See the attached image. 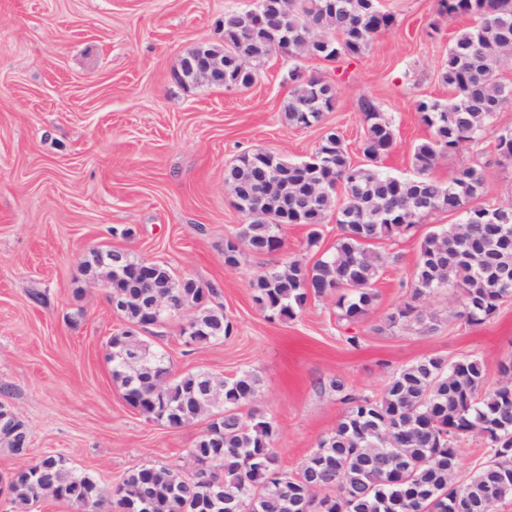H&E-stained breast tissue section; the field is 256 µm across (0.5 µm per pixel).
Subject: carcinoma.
I'll use <instances>...</instances> for the list:
<instances>
[{
	"label": "carcinoma",
	"mask_w": 512,
	"mask_h": 512,
	"mask_svg": "<svg viewBox=\"0 0 512 512\" xmlns=\"http://www.w3.org/2000/svg\"><path fill=\"white\" fill-rule=\"evenodd\" d=\"M265 10V27L250 33L242 29V9L224 12V44L211 49L224 58L248 63L243 73L224 70V82L240 88L252 86L265 60L277 53L269 33L288 29V56L335 61L362 56L376 37L391 29L395 14L380 0H331V8H319L321 0H288L287 11L276 5ZM439 12L453 19H474L448 48L440 72L448 87V100L421 99L416 104L420 119L431 136L412 152L413 174L393 176L379 169V159L395 140L392 119L374 100L361 102L366 126L362 145L364 163L354 162L342 135L331 130L322 136L317 150L328 157L322 170H305L269 153H244L225 173L235 205L249 200V188L267 179L274 170L288 181V221L276 209L263 216L246 217V224L224 239V252L233 241L256 254H268L271 244L283 248L285 223L309 227L308 244L321 238V226L331 212L341 231L335 250L309 265L289 260L282 269L263 273L251 282L254 299L268 317L280 321L296 318L310 299L337 296L344 319L356 322L375 304L373 288L385 259L377 242L411 231L436 211L455 212L459 222L442 225L420 241L412 272L411 295L385 315L389 327L416 325L434 330V318L421 301L428 284L454 288L461 294V312L470 324H482L498 311L502 295L512 291V204L481 203L487 166L479 161L459 167L442 182L431 176L437 162L463 146L479 145L494 138L496 156H512V129L496 130L494 116L512 102V83L499 76L502 62L512 56V0H438ZM294 88L285 105L288 122L309 128L332 110L337 90L333 83L306 75L296 65L288 72ZM112 296L128 291L141 261L124 250H112ZM219 291L198 313L209 327L207 336H181L184 346L194 347L231 335L232 323L224 306L216 302ZM195 288H175L167 312L147 317L138 308L127 311V327L110 336L109 346L131 354L144 372L137 373L121 358L109 357L112 379L124 399L155 421L163 409L177 413L180 425L213 416L224 442L221 462L214 464L211 479L221 482L224 503H254L253 512H295L293 505L307 495L317 501L318 512H456L455 501L463 494L478 512L487 486L496 485L499 500L512 498V359L499 363L500 379L486 387L482 362L465 356L448 361L426 356L396 369L377 396L356 393L343 381L332 388L348 405L336 428L322 437L294 473L278 465L274 443L277 421L241 408L257 393L259 378L243 371L223 378L205 371L171 372L166 354L139 334L159 327L182 307L196 304ZM208 391L213 405L205 411L194 399ZM481 436L489 458L464 482L457 481L461 441ZM0 443L17 457L27 456L29 432L21 420L0 424ZM33 468L43 478L11 484L15 512H25L44 497L54 484L70 488L78 496H90L101 505L106 491L90 475L64 461L48 466L38 460ZM130 483H145L153 495L147 512H196V501L210 496L206 482L167 465L141 466L125 475Z\"/></svg>",
	"instance_id": "cac0c4a2"
}]
</instances>
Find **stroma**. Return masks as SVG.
Wrapping results in <instances>:
<instances>
[{
    "label": "stroma",
    "mask_w": 512,
    "mask_h": 512,
    "mask_svg": "<svg viewBox=\"0 0 512 512\" xmlns=\"http://www.w3.org/2000/svg\"><path fill=\"white\" fill-rule=\"evenodd\" d=\"M249 2L0 0V404L30 431L26 457L0 446V478L46 454L65 457L106 488L141 465L192 467L188 450L202 424L172 429L149 420L112 380L106 342L126 321L101 281L82 271L100 250L164 263L219 289L230 337L185 347L174 317L155 344L177 374L253 371L252 406L276 418L279 463L289 472L347 410L332 379L375 395L395 369L421 357L474 356L491 386L500 361L512 355V300L472 325L459 315V293L445 288L424 301L433 331L382 320L410 294L421 238L456 222L452 213H433L413 231L378 242L387 258L374 284L378 299L355 323L332 296L311 300L288 321L268 320L252 299L251 281L285 258L312 263L333 250L335 217L317 244L308 243L305 225L290 224L281 252L245 248L237 266H225L224 240L245 218L224 172L241 153L303 161L333 128L352 160L363 162L358 102L371 96L396 130L380 166L412 174L413 147L430 135L416 103L447 99L440 69L454 36L471 24L439 14L437 0H382L397 22L362 57L299 63L275 54L251 87L232 92L177 83L172 73L181 58L197 45L222 43L219 18ZM298 63L338 89L333 109L310 128L289 125L283 112L288 72ZM478 158L490 165L483 203H512V166L494 165L492 140L444 157L432 175L447 181Z\"/></svg>",
    "instance_id": "stroma-1"
}]
</instances>
